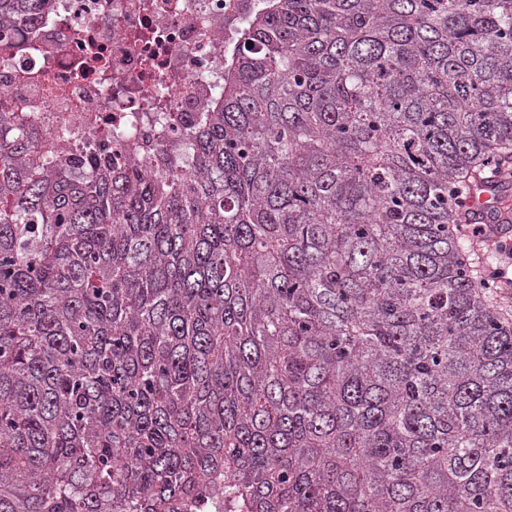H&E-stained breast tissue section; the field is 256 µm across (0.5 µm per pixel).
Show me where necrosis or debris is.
I'll use <instances>...</instances> for the list:
<instances>
[{
  "instance_id": "necrosis-or-debris-1",
  "label": "necrosis or debris",
  "mask_w": 512,
  "mask_h": 512,
  "mask_svg": "<svg viewBox=\"0 0 512 512\" xmlns=\"http://www.w3.org/2000/svg\"><path fill=\"white\" fill-rule=\"evenodd\" d=\"M266 0H48L0 35V111L52 152L184 148Z\"/></svg>"
}]
</instances>
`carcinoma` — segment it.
Returning a JSON list of instances; mask_svg holds the SVG:
<instances>
[{
	"instance_id": "1",
	"label": "carcinoma",
	"mask_w": 512,
	"mask_h": 512,
	"mask_svg": "<svg viewBox=\"0 0 512 512\" xmlns=\"http://www.w3.org/2000/svg\"><path fill=\"white\" fill-rule=\"evenodd\" d=\"M191 153L44 167L0 112V512H512L453 230L512 156V0H270Z\"/></svg>"
}]
</instances>
